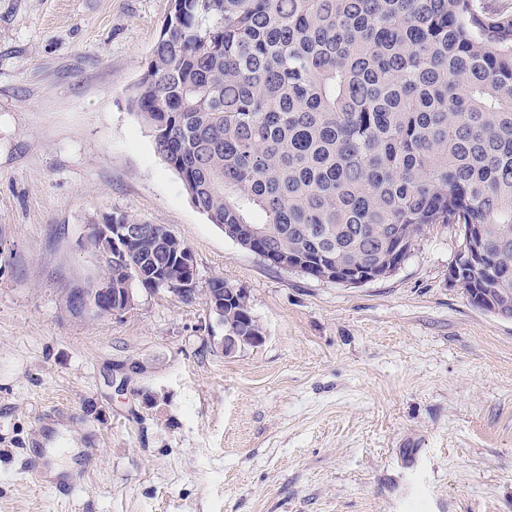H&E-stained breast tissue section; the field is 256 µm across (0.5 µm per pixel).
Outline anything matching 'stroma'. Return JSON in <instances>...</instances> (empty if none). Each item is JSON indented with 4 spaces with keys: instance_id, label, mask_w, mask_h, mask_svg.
Returning <instances> with one entry per match:
<instances>
[{
    "instance_id": "obj_1",
    "label": "stroma",
    "mask_w": 512,
    "mask_h": 512,
    "mask_svg": "<svg viewBox=\"0 0 512 512\" xmlns=\"http://www.w3.org/2000/svg\"><path fill=\"white\" fill-rule=\"evenodd\" d=\"M170 0H0V512H512V319L448 281L436 224L357 287L269 267L192 204L128 105ZM160 224L197 293L73 312L92 219ZM244 289L264 342L225 354L205 290ZM79 450L84 490L32 474ZM36 467L39 471L42 482L48 484L56 495L63 498H73L83 491V482L81 475H76L67 479H54L51 477L41 451L35 455Z\"/></svg>"
}]
</instances>
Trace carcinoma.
Returning <instances> with one entry per match:
<instances>
[{
    "label": "carcinoma",
    "mask_w": 512,
    "mask_h": 512,
    "mask_svg": "<svg viewBox=\"0 0 512 512\" xmlns=\"http://www.w3.org/2000/svg\"><path fill=\"white\" fill-rule=\"evenodd\" d=\"M493 0H180L129 102L224 235L308 275L459 231L456 279L512 319V9ZM132 248L176 284L184 243ZM224 330L256 336L250 303Z\"/></svg>",
    "instance_id": "obj_1"
}]
</instances>
